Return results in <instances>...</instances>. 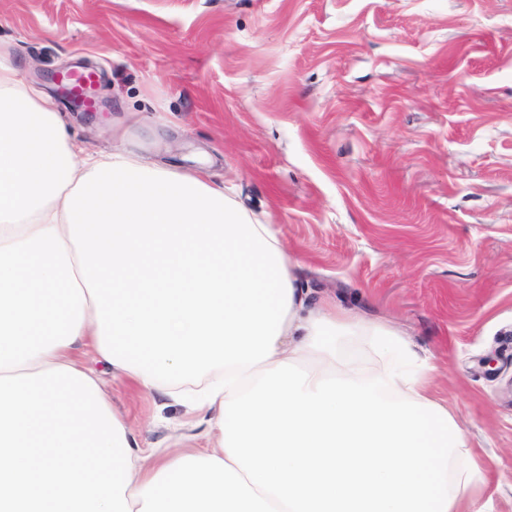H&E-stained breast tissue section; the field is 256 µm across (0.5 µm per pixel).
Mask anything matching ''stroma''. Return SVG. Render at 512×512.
I'll return each mask as SVG.
<instances>
[{"instance_id":"1","label":"stroma","mask_w":512,"mask_h":512,"mask_svg":"<svg viewBox=\"0 0 512 512\" xmlns=\"http://www.w3.org/2000/svg\"><path fill=\"white\" fill-rule=\"evenodd\" d=\"M0 57L49 95L97 72L106 111L56 100L90 150L123 120L143 156H207L313 298L429 356L476 500L512 512V0H0ZM88 365L143 449L206 447L183 400Z\"/></svg>"}]
</instances>
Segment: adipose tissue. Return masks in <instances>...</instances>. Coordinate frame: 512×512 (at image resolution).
<instances>
[{"instance_id":"ef3b65f1","label":"adipose tissue","mask_w":512,"mask_h":512,"mask_svg":"<svg viewBox=\"0 0 512 512\" xmlns=\"http://www.w3.org/2000/svg\"><path fill=\"white\" fill-rule=\"evenodd\" d=\"M112 137L88 151L0 62V512H483L428 357L313 300L273 226L206 172ZM88 349L181 397L208 447L145 453Z\"/></svg>"}]
</instances>
